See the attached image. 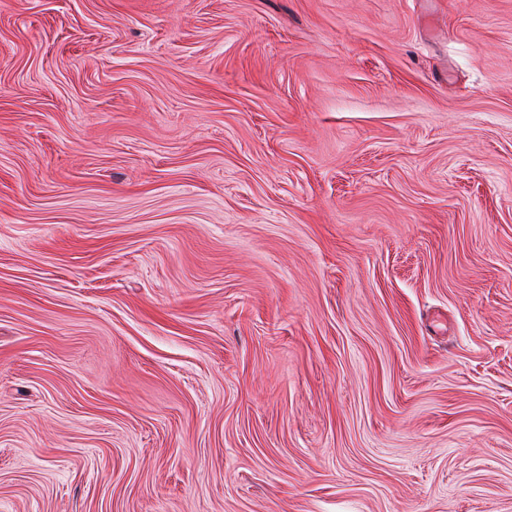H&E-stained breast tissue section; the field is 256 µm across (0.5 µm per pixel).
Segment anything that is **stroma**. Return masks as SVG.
<instances>
[{"label":"stroma","mask_w":512,"mask_h":512,"mask_svg":"<svg viewBox=\"0 0 512 512\" xmlns=\"http://www.w3.org/2000/svg\"><path fill=\"white\" fill-rule=\"evenodd\" d=\"M0 512H512V0H0Z\"/></svg>","instance_id":"obj_1"}]
</instances>
